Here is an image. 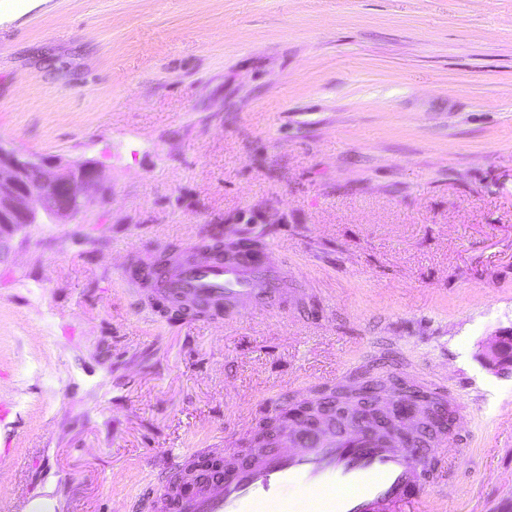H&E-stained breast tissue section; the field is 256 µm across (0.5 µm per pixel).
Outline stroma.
<instances>
[{"instance_id": "1", "label": "stroma", "mask_w": 512, "mask_h": 512, "mask_svg": "<svg viewBox=\"0 0 512 512\" xmlns=\"http://www.w3.org/2000/svg\"><path fill=\"white\" fill-rule=\"evenodd\" d=\"M0 144L109 188L0 253V512H126L373 364L467 417L431 512H512V0H0ZM233 234L317 296L221 328L116 268ZM512 332L499 333L488 346L485 354L486 365L496 371H507L512 368Z\"/></svg>"}]
</instances>
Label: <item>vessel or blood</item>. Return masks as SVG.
<instances>
[{"label":"vessel or blood","mask_w":512,"mask_h":512,"mask_svg":"<svg viewBox=\"0 0 512 512\" xmlns=\"http://www.w3.org/2000/svg\"><path fill=\"white\" fill-rule=\"evenodd\" d=\"M270 247L242 251L221 261L206 244L190 247L153 272L143 296L160 309L198 307L207 322L229 323L256 308L287 306L283 265ZM460 450L453 437L429 448L382 440L364 422L317 430L297 418L284 420L270 450L237 458L234 446L176 454L183 473L203 458L228 457L210 485L184 493L171 481L156 499V512H428L436 471L453 468Z\"/></svg>","instance_id":"b4317fda"}]
</instances>
